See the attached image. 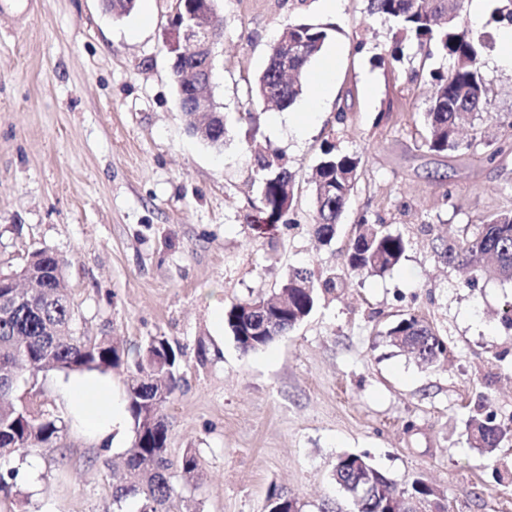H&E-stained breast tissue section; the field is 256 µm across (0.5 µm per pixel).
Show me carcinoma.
Listing matches in <instances>:
<instances>
[{"label":"carcinoma","mask_w":512,"mask_h":512,"mask_svg":"<svg viewBox=\"0 0 512 512\" xmlns=\"http://www.w3.org/2000/svg\"><path fill=\"white\" fill-rule=\"evenodd\" d=\"M466 0H369V13L393 20L398 29L418 46L435 44L453 66L446 72L432 71L429 81L433 92L422 122L425 144L436 153L469 148L459 138L460 129L472 124L474 116L487 105V87L482 74L478 46L465 28ZM105 11L115 18L130 15L136 0H104ZM329 38L328 28L310 23L288 25V40H305L306 56L295 61L299 80L279 88L275 105L288 108L309 89L308 67ZM277 53L271 51L265 69L258 76L251 94L262 98L266 87L277 86ZM222 112L208 117L203 142L219 149L224 145ZM262 172V223L276 224L291 208L295 175L281 158L258 154ZM360 158L335 151L328 145L311 175L315 215L313 233L330 243L336 235L341 216L358 181ZM409 242L385 224L363 219L355 229L347 253L345 268L327 270L320 277L307 269H295L282 281L277 292L237 302L224 314V322L239 348L247 353L263 349L302 322L318 302L317 289L332 293L344 285L347 273L384 274L405 257ZM447 264L478 267L488 259L495 262L499 274L512 279V211L486 217L477 232H463L444 243L438 252ZM39 276V287L28 289L20 305L0 315V459L24 461L30 452L47 445L62 430L61 420L25 400L21 390L37 381L40 373L54 370L65 376L75 372L109 373L123 369L127 410L134 424V436L128 449L121 478L112 483L113 512H125L129 500L138 502L137 512H198L193 501L184 497L170 472L169 434L163 407L180 389V352L166 336L150 337L136 357L130 359L123 347L108 338L79 336L73 330L75 311L63 286V260L46 249L29 252L25 258ZM393 345L412 341L421 346L419 358L432 364L444 356L446 342L422 318L407 314L388 331ZM469 429L479 448L486 454L512 440V426L496 422L488 413L474 417ZM363 456L346 454L336 463L333 479L345 496L350 512H384V499L394 494L422 497L428 494L423 481L417 480L404 490L387 476L375 478L365 504H353L351 487H361V473L355 462ZM199 457L183 454L181 473L192 478L199 474ZM19 468L0 464V512H11L9 504L18 489ZM264 512H301L297 498L274 487L266 497Z\"/></svg>","instance_id":"cac0c4a2"}]
</instances>
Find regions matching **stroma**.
Instances as JSON below:
<instances>
[{"label":"stroma","instance_id":"1","mask_svg":"<svg viewBox=\"0 0 512 512\" xmlns=\"http://www.w3.org/2000/svg\"><path fill=\"white\" fill-rule=\"evenodd\" d=\"M469 21L480 45L488 104L470 149L437 154L421 115L428 74L449 70L436 46L397 42L396 25L368 0H222L224 40L213 96L226 135L213 150L187 129L166 38L174 0H137L116 19L101 0H0V268L47 248L64 262L78 334L114 338L136 352L166 336L181 351L184 381L163 409L169 457L202 463L185 484L201 512H264L270 487L302 512L343 495L333 481L346 453L400 487L430 484L449 512H512V442L490 455L467 434L472 415L512 424V281L445 264L437 246L512 209V68L499 65V0ZM329 26L336 70L322 111L308 97L265 106L250 87L271 43L291 23ZM401 48L396 64L387 59ZM256 120H248V113ZM296 174L291 227L254 219L260 180L248 142ZM361 159L336 235L310 229L308 177L324 145ZM503 152L495 161L494 147ZM409 241L383 275L349 274L272 346L242 352L224 324L240 300L268 295L295 268L341 267L361 218ZM425 319L448 343L437 365L389 342L400 315ZM63 374L31 393L64 420ZM112 447L66 424L37 448L36 483L20 482L14 512H112Z\"/></svg>","mask_w":512,"mask_h":512}]
</instances>
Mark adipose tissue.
<instances>
[{
    "mask_svg": "<svg viewBox=\"0 0 512 512\" xmlns=\"http://www.w3.org/2000/svg\"><path fill=\"white\" fill-rule=\"evenodd\" d=\"M73 423L82 431L106 439L127 424L126 405L111 376L88 372L70 376L60 390Z\"/></svg>",
    "mask_w": 512,
    "mask_h": 512,
    "instance_id": "ef3b65f1",
    "label": "adipose tissue"
}]
</instances>
